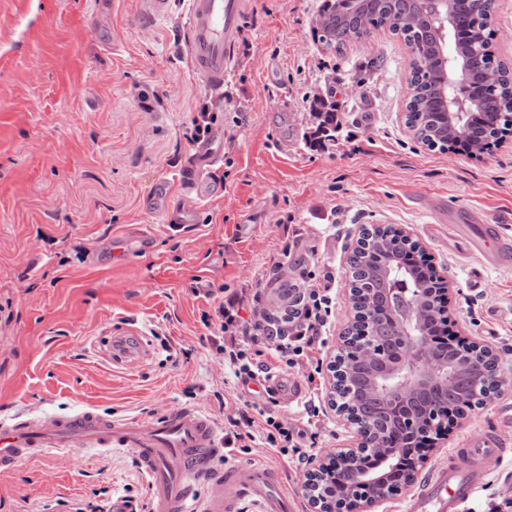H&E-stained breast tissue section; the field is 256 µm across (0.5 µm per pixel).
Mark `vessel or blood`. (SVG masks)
Returning <instances> with one entry per match:
<instances>
[{"label": "vessel or blood", "mask_w": 512, "mask_h": 512, "mask_svg": "<svg viewBox=\"0 0 512 512\" xmlns=\"http://www.w3.org/2000/svg\"><path fill=\"white\" fill-rule=\"evenodd\" d=\"M247 5L248 0H191L187 55L193 71L211 84L224 81ZM223 143V131H214L189 156L176 182L162 185L158 196L149 200V208L173 227L196 223L197 211L173 214L167 202L183 185L193 187L202 198L222 194V186L203 180L202 175L222 161ZM511 222L512 213L493 219L486 211L466 209L437 217L431 231L446 235L449 244L463 245L481 267L511 270L512 234L504 230ZM219 443L212 421L198 411L174 409L159 421L142 424L113 421L87 409L1 426L0 473H10L52 449L65 454L77 448L120 447L130 450L150 477L154 512H196L191 484L195 478L208 486L203 512H237L240 500L249 495L262 497L266 512H296L295 499L279 489V474L272 467L230 465L212 472L211 455ZM506 448L496 431L469 441L462 465L432 468L408 498L405 512H456L482 485Z\"/></svg>", "instance_id": "obj_1"}]
</instances>
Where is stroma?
Instances as JSON below:
<instances>
[{"mask_svg":"<svg viewBox=\"0 0 512 512\" xmlns=\"http://www.w3.org/2000/svg\"><path fill=\"white\" fill-rule=\"evenodd\" d=\"M324 0H248L223 85L187 58L189 0L143 16L140 0H0V423L94 409L153 420L198 409L224 428L245 394L201 323L235 298L241 316L274 312L288 291L328 281L332 312L317 356L329 362L349 316L347 256L363 224L419 239L449 285L459 335L499 357L508 389L457 420L428 466L491 427L512 441V271L480 268L430 237L432 211H512V138L477 157L432 152L405 128L409 55L380 30L323 50L313 34ZM339 124L315 143L319 100ZM207 103L224 129L222 197L198 224L175 229L144 208L195 145L185 130ZM142 350L113 362L114 336ZM283 406L313 457L348 447L328 402ZM268 463L306 507L308 465L263 441L219 448L215 467ZM134 496L148 478L121 450L50 451L0 475V512H72Z\"/></svg>","mask_w":512,"mask_h":512,"instance_id":"obj_1","label":"stroma"}]
</instances>
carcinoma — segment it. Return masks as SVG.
<instances>
[{"label": "carcinoma", "mask_w": 512, "mask_h": 512, "mask_svg": "<svg viewBox=\"0 0 512 512\" xmlns=\"http://www.w3.org/2000/svg\"><path fill=\"white\" fill-rule=\"evenodd\" d=\"M495 0H448V13L469 30L464 42H444L433 35L438 23L432 14L406 0H332L324 3L315 20L322 48L340 54L353 31L363 33L389 26L396 38L416 45L418 52L409 64L408 98L404 125L413 138L431 151L444 152L458 142L466 144L470 154L481 155L490 144L512 137V69L492 51ZM480 55L481 65L469 71L468 82L478 87L472 111L450 117L438 90L448 60ZM420 244L403 235L390 224L362 228L353 249L356 260L349 263V286L353 315L345 330L346 345L331 362V405L346 418L361 423L371 414L376 436L382 438L394 429L396 421L385 410L384 395L375 387L377 361L366 352L379 354L382 361L392 357L382 336L395 335L397 326L385 330L375 323L370 303L386 295L405 305H413L419 319L434 331L443 324L435 292L441 287L434 267L412 263L400 265ZM433 356L450 367L456 378L452 390L428 387L410 397L416 432L440 424L448 403L457 402L462 409L473 411L483 406L499 390L497 373L492 368L489 351L477 345L461 353L448 345L434 344ZM412 448H362L354 457L360 466L369 460H385L371 471L384 475L409 464ZM308 488L320 500L322 512H345L349 499L363 495L365 489L336 486L331 473L324 469L308 477Z\"/></svg>", "instance_id": "carcinoma-1"}]
</instances>
